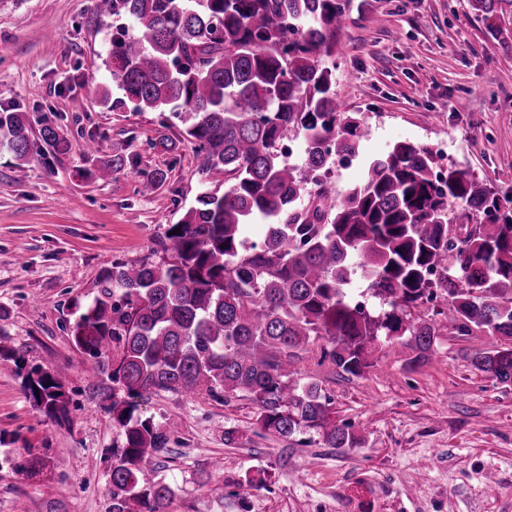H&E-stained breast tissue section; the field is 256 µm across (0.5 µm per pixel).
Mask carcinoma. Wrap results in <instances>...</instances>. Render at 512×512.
<instances>
[{
  "mask_svg": "<svg viewBox=\"0 0 512 512\" xmlns=\"http://www.w3.org/2000/svg\"><path fill=\"white\" fill-rule=\"evenodd\" d=\"M350 0H97L100 13L132 20L137 34L112 29L108 70L119 105L169 110L189 125L198 170L221 179L205 190L159 242V261H115L98 295L74 321L72 342L90 357L87 371L112 383V420L124 432L112 453L107 512H166L174 490L147 478L170 426L136 415L150 391L248 398L260 427L288 440L303 428L329 448L362 438L337 423L318 384L291 378L288 365L311 339L321 360L363 377L372 346L409 333L425 363L441 328L500 339L471 366L512 384V195L500 197L470 169L409 141L363 162L342 200L332 195L333 157L359 156L366 121L336 95L333 68ZM495 35L512 0H469ZM304 144L300 164L279 145ZM20 168L30 159L27 117L0 112V152ZM120 166L102 158L89 175ZM166 180L144 175L140 192ZM266 225L259 243L244 227ZM179 233H173L174 229ZM455 274H448V266ZM448 296L446 323L413 318L434 295ZM370 278L383 312L355 300L357 272ZM29 397L46 415L66 406L63 385L32 367Z\"/></svg>",
  "mask_w": 512,
  "mask_h": 512,
  "instance_id": "cac0c4a2",
  "label": "carcinoma"
}]
</instances>
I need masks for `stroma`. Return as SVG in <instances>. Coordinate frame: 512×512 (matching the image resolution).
Returning <instances> with one entry per match:
<instances>
[{"instance_id":"35a3bbf8","label":"stroma","mask_w":512,"mask_h":512,"mask_svg":"<svg viewBox=\"0 0 512 512\" xmlns=\"http://www.w3.org/2000/svg\"><path fill=\"white\" fill-rule=\"evenodd\" d=\"M112 24L96 0H0V110L25 112L32 128L23 168L0 153V331L25 359L0 358V512H48L54 502L60 512H106L124 437L70 327L113 261L153 258L209 187L181 118L112 108ZM508 41L512 22L495 39L468 0H352L334 76L346 111L367 123L362 157L406 140L512 193V69L500 63ZM46 125L65 151L44 143ZM100 156L120 168L85 178ZM154 170L165 183L141 194ZM494 342L443 335L413 369L408 337L384 339L370 371L350 381L321 362L320 341L307 344L292 368L319 382L337 422L363 436L356 448L324 447L309 429L289 441L268 434L245 398L146 393L141 417L178 424L148 476L173 485L168 512H512V386L469 364ZM26 366L60 380L65 415L34 409ZM229 428L236 443L224 441ZM30 453L45 461L33 475L21 471Z\"/></svg>"}]
</instances>
